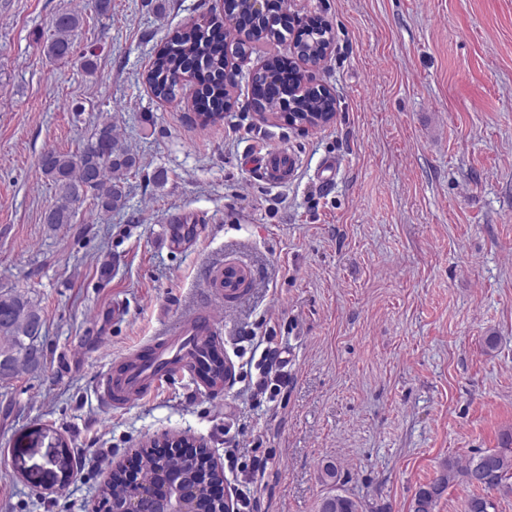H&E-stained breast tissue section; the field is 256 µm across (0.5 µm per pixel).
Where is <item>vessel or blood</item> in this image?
<instances>
[{
  "mask_svg": "<svg viewBox=\"0 0 512 512\" xmlns=\"http://www.w3.org/2000/svg\"><path fill=\"white\" fill-rule=\"evenodd\" d=\"M259 168L274 184L288 182L296 168L287 150L271 149L260 157ZM251 273L247 265L231 261L220 268L209 286L232 309L244 293ZM215 319L210 310L180 316L175 335L156 337L140 347L102 378L105 398L116 409L150 395L174 371L188 372L195 388L209 392L224 385V346L212 334Z\"/></svg>",
  "mask_w": 512,
  "mask_h": 512,
  "instance_id": "1",
  "label": "vessel or blood"
}]
</instances>
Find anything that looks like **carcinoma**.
<instances>
[{
  "instance_id": "obj_1",
  "label": "carcinoma",
  "mask_w": 512,
  "mask_h": 512,
  "mask_svg": "<svg viewBox=\"0 0 512 512\" xmlns=\"http://www.w3.org/2000/svg\"><path fill=\"white\" fill-rule=\"evenodd\" d=\"M225 16L240 25L261 26L263 15L251 11L248 0H224ZM81 23L74 12L59 14L53 22V34L47 46L49 58L67 60L73 54V36ZM327 30L313 29L295 45L300 55L316 59ZM224 40L215 35L212 22L194 23L178 30L161 46L146 73V84L155 98L171 101L188 76L199 84L193 107L201 117L224 112ZM336 99L317 88L303 96H293V112H332ZM139 158L104 124L79 151L63 153L49 150L39 157L40 172L61 185L63 195L45 214L47 224H70L73 205L90 195L104 212L126 205V176L137 169ZM42 317L36 304L12 289H0V378H12L20 372H35L42 367ZM483 491L467 501L466 512H496L491 491L512 479V435L502 447L481 452L465 460L450 458L442 472L415 493L411 512H435L437 501L457 479ZM127 484L121 474L113 475L103 489L107 507L124 504ZM320 512H363L362 504L340 493L325 497Z\"/></svg>"
}]
</instances>
